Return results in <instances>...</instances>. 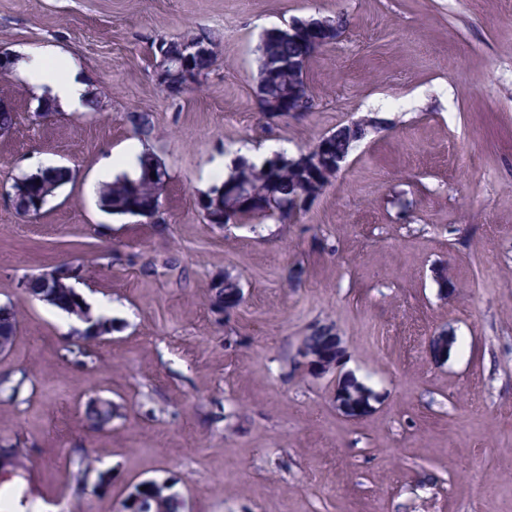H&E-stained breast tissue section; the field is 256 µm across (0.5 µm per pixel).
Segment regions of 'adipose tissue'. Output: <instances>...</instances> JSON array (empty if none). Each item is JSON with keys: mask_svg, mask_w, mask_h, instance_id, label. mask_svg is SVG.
Wrapping results in <instances>:
<instances>
[{"mask_svg": "<svg viewBox=\"0 0 512 512\" xmlns=\"http://www.w3.org/2000/svg\"><path fill=\"white\" fill-rule=\"evenodd\" d=\"M14 69L40 97L50 96L58 108L68 111H86L92 95L82 75L61 64L49 63L38 57L31 61L15 60Z\"/></svg>", "mask_w": 512, "mask_h": 512, "instance_id": "ef3b65f1", "label": "adipose tissue"}]
</instances>
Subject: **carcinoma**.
I'll use <instances>...</instances> for the list:
<instances>
[{
	"label": "carcinoma",
	"instance_id": "carcinoma-1",
	"mask_svg": "<svg viewBox=\"0 0 512 512\" xmlns=\"http://www.w3.org/2000/svg\"><path fill=\"white\" fill-rule=\"evenodd\" d=\"M317 36L304 31L294 37L278 34L266 36L259 47L257 80L265 83L264 93L271 99H284L294 92L310 93L307 82V66L313 55V43ZM215 52H197L190 55L189 71L196 79H201L211 69ZM353 144L342 135L321 138L308 150L311 158L325 155H347ZM167 172L152 155L141 159L140 172L136 177L126 174L106 183L100 190L101 207L112 215L138 216L152 219L154 223L164 222L159 213L160 197ZM336 179V171L322 168L318 176H313L307 167H300L281 153L276 162L265 160L261 164L250 162L233 168L224 181L204 195L208 205L203 208L207 223L229 226L226 215L236 217V223L245 220L274 218L283 223L291 216L305 212L294 209L290 203L295 188L300 187L313 198H319L325 189ZM71 180V173L65 167H47L14 179L13 195L17 207L26 215H36L52 193ZM48 288L49 304L72 316L83 305V297L76 289L78 281L67 275H51ZM205 298L212 314H224L238 308L243 302V291L239 282L231 276L214 279L206 288ZM18 321L14 310L0 311V339L14 341ZM301 343L319 356L327 358L336 351V335L331 331H311ZM93 341L83 338V344L66 350L70 361L84 360V364L94 362L95 353L88 351ZM28 376L21 370L14 375L0 378V401L23 404ZM377 400V394L363 383L348 392L350 406L360 408ZM180 495L174 487L163 480H154L138 491V499L124 497L121 512H180Z\"/></svg>",
	"mask_w": 512,
	"mask_h": 512
}]
</instances>
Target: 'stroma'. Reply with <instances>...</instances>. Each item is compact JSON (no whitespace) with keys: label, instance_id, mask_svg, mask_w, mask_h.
Segmentation results:
<instances>
[{"label":"stroma","instance_id":"35a3bbf8","mask_svg":"<svg viewBox=\"0 0 512 512\" xmlns=\"http://www.w3.org/2000/svg\"><path fill=\"white\" fill-rule=\"evenodd\" d=\"M310 15L344 21L308 66L315 109L267 124L253 92L262 34ZM201 32L212 70L166 92L155 44ZM1 51L63 57L98 102L38 121L27 84L0 71L17 115L0 187L35 155L74 173L35 217L0 196V305L21 324L0 373L24 369L31 393L0 402V445L45 467L66 512H119L128 482L171 476L187 512H512V0H0ZM133 112L151 113L142 144L168 172L161 224L100 206V169L135 138ZM369 113L386 128L306 213L204 220L214 166L277 144L297 155ZM62 263L120 322L90 369L63 355L68 315L25 292ZM298 265L301 283L284 287ZM226 274L244 301L221 326L205 290ZM328 322L379 395L358 419L336 411L328 380L291 372L302 336ZM448 326L457 342L435 358L428 343ZM96 395L123 417L89 425ZM86 454L114 470L108 492L71 487Z\"/></svg>","mask_w":512,"mask_h":512}]
</instances>
